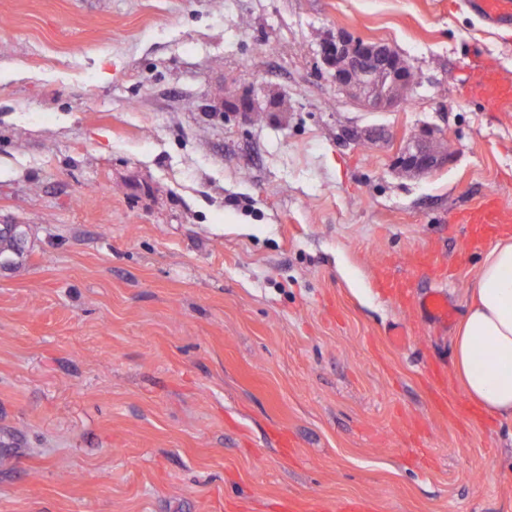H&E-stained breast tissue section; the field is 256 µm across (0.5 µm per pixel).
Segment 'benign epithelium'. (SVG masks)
<instances>
[{
    "label": "benign epithelium",
    "mask_w": 512,
    "mask_h": 512,
    "mask_svg": "<svg viewBox=\"0 0 512 512\" xmlns=\"http://www.w3.org/2000/svg\"><path fill=\"white\" fill-rule=\"evenodd\" d=\"M322 60L333 83L351 94L361 106L383 112L403 102L413 86L406 78L405 62L385 43L355 40L343 32L322 45ZM435 135L424 131L397 157V165L413 174H426L448 162Z\"/></svg>",
    "instance_id": "7a95c632"
}]
</instances>
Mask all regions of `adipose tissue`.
<instances>
[{"mask_svg":"<svg viewBox=\"0 0 512 512\" xmlns=\"http://www.w3.org/2000/svg\"><path fill=\"white\" fill-rule=\"evenodd\" d=\"M452 365L469 402L512 419V237L501 238L481 261Z\"/></svg>","mask_w":512,"mask_h":512,"instance_id":"adipose-tissue-1","label":"adipose tissue"}]
</instances>
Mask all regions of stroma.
<instances>
[{"label": "stroma", "mask_w": 512, "mask_h": 512, "mask_svg": "<svg viewBox=\"0 0 512 512\" xmlns=\"http://www.w3.org/2000/svg\"><path fill=\"white\" fill-rule=\"evenodd\" d=\"M344 32L422 77L371 112ZM512 35L465 0H0V512H512V420L472 409L456 326L388 296L416 251L463 316L512 211ZM451 159L395 160L422 129ZM402 324V347L387 331ZM512 104V83L501 81L494 74L488 77L485 106L489 112H501ZM457 224H476L475 231L482 235L498 228L499 224L510 223L501 209L492 200H485L479 207L457 214Z\"/></svg>", "instance_id": "35a3bbf8"}]
</instances>
